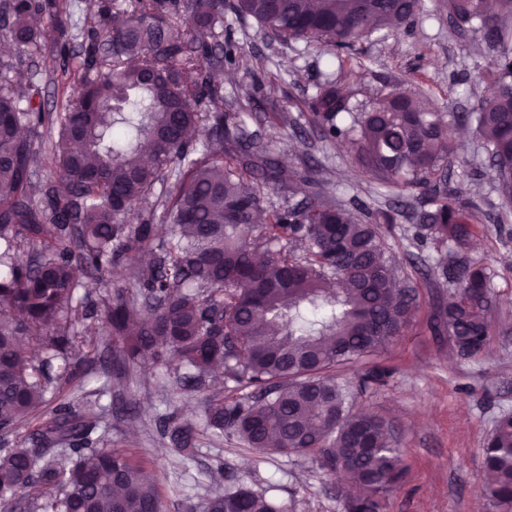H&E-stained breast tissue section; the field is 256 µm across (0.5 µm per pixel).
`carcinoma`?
Listing matches in <instances>:
<instances>
[{"instance_id": "1", "label": "carcinoma", "mask_w": 512, "mask_h": 512, "mask_svg": "<svg viewBox=\"0 0 512 512\" xmlns=\"http://www.w3.org/2000/svg\"><path fill=\"white\" fill-rule=\"evenodd\" d=\"M421 0H101L83 18L79 60L35 64L28 84L0 61V430L32 428L39 445L0 448V500L29 512H156L159 481L145 458L106 446L99 398L45 410L47 395L83 379L103 335L118 383L148 364L193 377L224 369L207 400L206 429L259 452L308 458L342 474L356 495L344 512H386L409 465L384 420L354 409L338 369L385 351L421 308L400 278L383 225L391 210L349 208L317 192L308 169L285 180L280 161L248 134L249 112L224 111V11L279 41L354 50L414 16ZM448 16L496 47L477 82L495 92L477 111L449 115L396 89L367 103L329 82L305 119L351 147L380 188L430 195L414 235L434 256L430 317L459 357L490 333L487 266L469 256L485 225L441 188L450 127L475 124L501 197L512 209V28L486 0H446ZM76 0H9L17 58L42 39L74 38ZM58 73L57 112L34 104V79ZM285 188L275 203L266 190ZM101 291H83L82 278ZM129 280L134 293L116 286ZM190 456L196 432L164 429ZM486 496L512 512V413L485 441ZM205 512H280L244 485L209 497Z\"/></svg>"}]
</instances>
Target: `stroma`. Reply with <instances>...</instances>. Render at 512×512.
Here are the masks:
<instances>
[{
    "label": "stroma",
    "instance_id": "1",
    "mask_svg": "<svg viewBox=\"0 0 512 512\" xmlns=\"http://www.w3.org/2000/svg\"><path fill=\"white\" fill-rule=\"evenodd\" d=\"M233 57L220 78L224 102L253 104L248 129L289 168H309L322 196L391 208L397 221L387 233L401 272L427 268L429 249L412 238L416 194L379 195L368 177L356 172L346 145L328 144L304 117L311 98L326 81L369 101L381 90L419 92L449 114L470 112L488 94V83H473L474 71L487 67L494 48L454 28L440 0H425L422 10L397 29L362 44L359 59L330 60L317 42L272 40L251 19L225 14ZM287 112L286 123L270 127L261 113ZM466 149L447 164L448 187L469 202L487 234L473 256L491 276L494 300L489 342L483 355L455 356L444 336L429 327L421 309L393 346L373 363L345 371L356 389V405L383 418L410 466L404 482L389 497L387 512H493L483 494L484 441L496 419L512 413V223L497 221L500 198L488 174L487 154L473 129H465ZM384 375L363 385L371 367ZM100 392L106 438L112 447L134 450L152 464L161 484L162 512H203L204 500L243 479L257 491L274 488L288 512H343L334 479L303 457L260 454L236 439L203 430L206 397L218 385L194 388L163 365L139 371L116 385L112 369L93 364L85 379ZM191 425L200 434L193 457L175 455L159 430L161 422Z\"/></svg>",
    "mask_w": 512,
    "mask_h": 512
}]
</instances>
